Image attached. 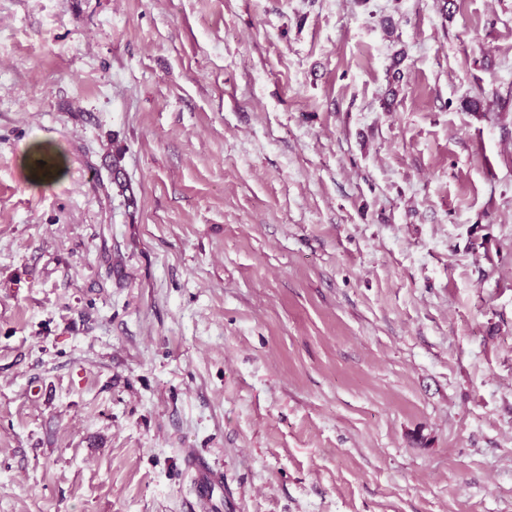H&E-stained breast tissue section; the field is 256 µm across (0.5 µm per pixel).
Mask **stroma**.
I'll use <instances>...</instances> for the list:
<instances>
[{
    "label": "stroma",
    "instance_id": "obj_1",
    "mask_svg": "<svg viewBox=\"0 0 512 512\" xmlns=\"http://www.w3.org/2000/svg\"><path fill=\"white\" fill-rule=\"evenodd\" d=\"M0 512H512V0H0ZM34 153L37 155H44L48 158L50 163V168L47 174L33 178L38 184L53 183L64 176L68 167V162L63 155L56 152L54 149L45 146L36 147L34 149Z\"/></svg>",
    "mask_w": 512,
    "mask_h": 512
}]
</instances>
